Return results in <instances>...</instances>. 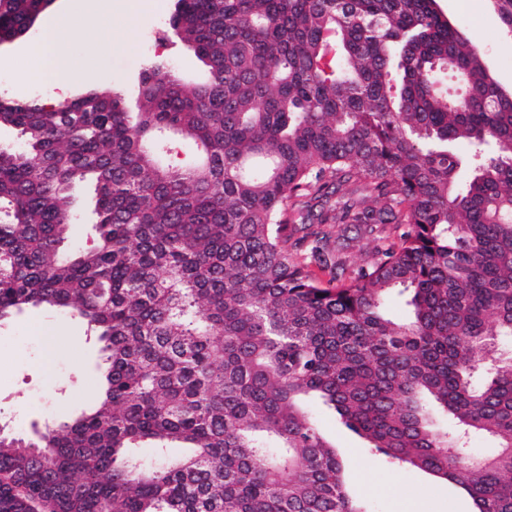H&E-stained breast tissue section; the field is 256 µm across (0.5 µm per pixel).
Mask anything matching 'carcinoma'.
<instances>
[{
    "label": "carcinoma",
    "mask_w": 512,
    "mask_h": 512,
    "mask_svg": "<svg viewBox=\"0 0 512 512\" xmlns=\"http://www.w3.org/2000/svg\"><path fill=\"white\" fill-rule=\"evenodd\" d=\"M435 4L176 0L201 82L151 61L135 112L107 87L0 94L22 139L0 148V322L69 314L105 361L88 411L0 434V512H367L313 399L512 512V94ZM44 8L0 0V29ZM170 133L202 159L166 161ZM77 182L94 240L64 257ZM336 225L373 238L367 265Z\"/></svg>",
    "instance_id": "obj_1"
}]
</instances>
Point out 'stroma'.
<instances>
[{
	"label": "stroma",
	"instance_id": "1",
	"mask_svg": "<svg viewBox=\"0 0 512 512\" xmlns=\"http://www.w3.org/2000/svg\"><path fill=\"white\" fill-rule=\"evenodd\" d=\"M84 2L53 0L25 37L0 46V92L17 98L51 97L50 85L32 77L37 62L29 49L42 38L52 16ZM174 3L148 0L140 14L130 17L120 0H113L116 38L109 46L99 42L93 26L78 29L67 55L81 76V86L119 89L128 106H135L140 74L154 59L169 62L183 81H198L199 61L168 26ZM438 4L451 21L478 36L491 72L511 88L512 33L488 0H438ZM23 72L30 73V81L19 82ZM99 363L94 337L77 320L33 308L0 324V429L27 437L68 420L92 401ZM314 413L323 434L349 465L347 485L358 503L372 506L374 512H474L471 498L461 489L421 471L389 464L343 428L332 410L318 406Z\"/></svg>",
	"mask_w": 512,
	"mask_h": 512
}]
</instances>
